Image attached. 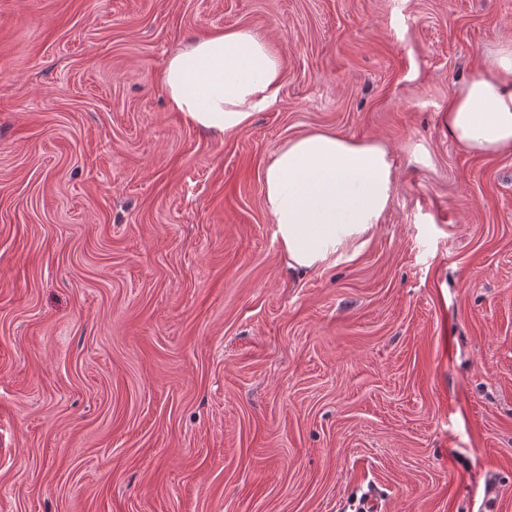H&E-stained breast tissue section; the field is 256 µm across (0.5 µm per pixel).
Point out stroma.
I'll return each mask as SVG.
<instances>
[{
    "instance_id": "1",
    "label": "stroma",
    "mask_w": 512,
    "mask_h": 512,
    "mask_svg": "<svg viewBox=\"0 0 512 512\" xmlns=\"http://www.w3.org/2000/svg\"><path fill=\"white\" fill-rule=\"evenodd\" d=\"M247 28L279 97L217 138L171 54ZM512 0H0V512H512V152L448 138ZM386 143L352 260L288 269L270 155Z\"/></svg>"
}]
</instances>
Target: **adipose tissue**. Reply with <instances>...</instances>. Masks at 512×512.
Masks as SVG:
<instances>
[{"instance_id":"adipose-tissue-1","label":"adipose tissue","mask_w":512,"mask_h":512,"mask_svg":"<svg viewBox=\"0 0 512 512\" xmlns=\"http://www.w3.org/2000/svg\"><path fill=\"white\" fill-rule=\"evenodd\" d=\"M282 57L244 28L192 40L173 54L162 85L174 111L224 137L277 100ZM449 139L485 155L512 150V47L457 84L448 100ZM380 142L312 131L270 156L263 198L288 268L319 270L353 259L376 232L395 194Z\"/></svg>"}]
</instances>
